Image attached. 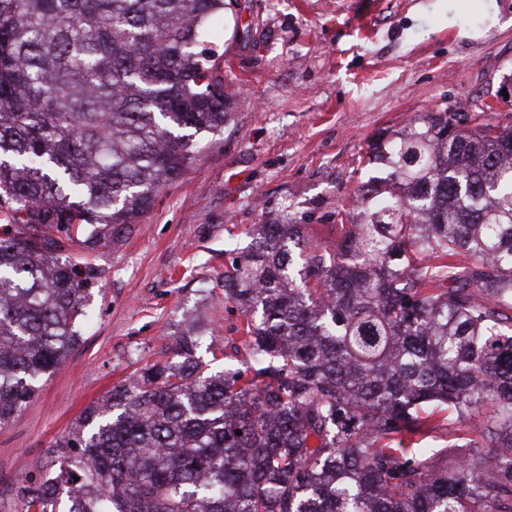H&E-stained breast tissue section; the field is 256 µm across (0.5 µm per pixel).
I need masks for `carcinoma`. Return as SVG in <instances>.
<instances>
[{
	"label": "carcinoma",
	"mask_w": 512,
	"mask_h": 512,
	"mask_svg": "<svg viewBox=\"0 0 512 512\" xmlns=\"http://www.w3.org/2000/svg\"><path fill=\"white\" fill-rule=\"evenodd\" d=\"M238 0H0V426L81 340L90 253L231 120L210 21ZM336 244L263 224L224 269L240 344L182 334L90 406L24 512H512V123L418 114L370 143ZM484 415L432 463V412ZM241 434H236V431Z\"/></svg>",
	"instance_id": "carcinoma-1"
}]
</instances>
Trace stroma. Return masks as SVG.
Listing matches in <instances>:
<instances>
[{
  "instance_id": "35a3bbf8",
  "label": "stroma",
  "mask_w": 512,
  "mask_h": 512,
  "mask_svg": "<svg viewBox=\"0 0 512 512\" xmlns=\"http://www.w3.org/2000/svg\"><path fill=\"white\" fill-rule=\"evenodd\" d=\"M245 35L213 40L237 89L223 134L118 240L97 248L92 315L68 360L0 428V512L71 438L91 405L168 352L180 333L216 348L243 317L224 300L229 243L301 224L325 244L352 204L371 139L449 108L512 122V0H240Z\"/></svg>"
}]
</instances>
